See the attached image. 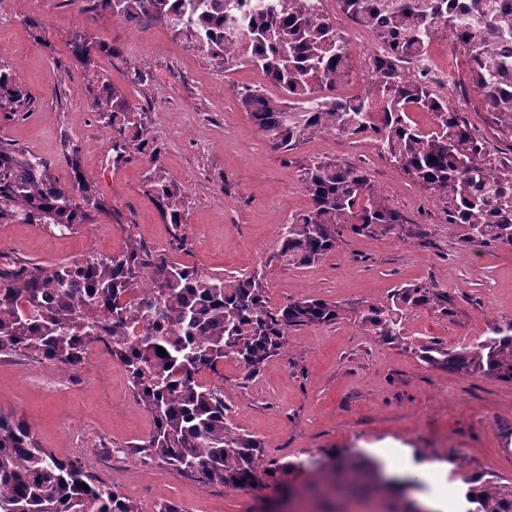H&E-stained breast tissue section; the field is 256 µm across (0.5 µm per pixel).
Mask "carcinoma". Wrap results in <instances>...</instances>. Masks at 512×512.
Instances as JSON below:
<instances>
[{
    "mask_svg": "<svg viewBox=\"0 0 512 512\" xmlns=\"http://www.w3.org/2000/svg\"><path fill=\"white\" fill-rule=\"evenodd\" d=\"M79 12L127 23L157 21L201 56L228 70L249 63L276 86L235 89L257 131L277 150H292L333 134L369 138L410 179L445 199L447 223L465 229L463 242L487 248L512 246V171L487 152L461 113L437 98L427 79L407 80L403 59L439 35L453 39L470 60L474 89L512 135V18L498 15L496 0H338L355 22L393 49L375 60L378 80L365 92L336 95L337 78L350 68L347 39L308 0H285L284 11L259 3L248 13L232 0H71ZM113 53L102 42L76 40L71 55L88 65ZM90 109L112 127V163L139 154L151 169L145 182L165 221L170 245L186 253L184 193L162 174L161 151L144 110L128 102L104 75ZM33 100L15 70L0 63V115L27 111ZM428 112L434 127L423 131L410 118ZM51 163L0 141V224H51L60 233L87 222L100 207L91 181L73 168L69 184L56 181ZM309 205L291 215L279 234L277 262L300 268L336 249L347 230L354 235L390 232L404 223L360 166L336 161L304 168ZM142 292L132 295L134 289ZM401 307L438 308L445 295L414 283L394 294ZM342 304L311 296L276 309L266 297L265 275L253 271L229 279L173 262L131 240L125 249L83 266H40L0 254V354L47 361L69 370L87 347L104 345L121 361L134 394L153 418L141 445L154 461L204 485L243 489L257 473L288 476L298 462L262 465L261 445L231 423L224 387L203 385L233 355L253 377L287 343L292 328L329 325L344 318ZM361 323L374 336L398 340L401 316L368 306ZM167 355L158 353V348ZM430 366L465 377L512 382V319L495 322L490 335L448 349L419 347ZM321 479L367 487L394 486L382 466L361 453L331 457ZM465 498L466 512H512V487L485 481ZM0 512H141L77 460L42 447L26 424L0 412Z\"/></svg>",
    "mask_w": 512,
    "mask_h": 512,
    "instance_id": "1",
    "label": "carcinoma"
}]
</instances>
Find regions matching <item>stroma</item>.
I'll list each match as a JSON object with an SVG mask.
<instances>
[{
	"label": "stroma",
	"mask_w": 512,
	"mask_h": 512,
	"mask_svg": "<svg viewBox=\"0 0 512 512\" xmlns=\"http://www.w3.org/2000/svg\"><path fill=\"white\" fill-rule=\"evenodd\" d=\"M78 37L111 44L114 52L76 65L70 44ZM433 46L456 78L449 104L512 169V139L474 91L467 54L443 37ZM0 62L14 66L34 100L14 119L0 118V139L50 161L60 182L70 183L73 166H80L101 202L71 234L44 224H0V252L52 265L91 250L118 253L134 239L224 277L264 267L272 307L313 294L348 309L335 324L290 330L287 346L252 379H244L231 357L207 376L227 389L232 423L260 442L264 461L298 463L288 477L293 487L316 483L306 469L312 460L348 451L407 475L409 486L385 497L394 512H412L421 497L451 484L468 489L476 477L512 484V383L461 378L414 352L427 342L460 346L486 337L493 322L512 319V247L463 243L461 229L445 220L443 199L365 139L326 134L292 151L273 149L234 94L258 84L257 70L246 63L218 68L162 24L96 18L78 13L69 0H0ZM138 69L145 83H134ZM99 73L145 111L162 148L163 174L185 191L190 253L169 247L171 227L144 182L146 160L113 168L105 151L112 130L89 109ZM75 141L81 151L74 158ZM333 159L364 168L405 222L385 234L343 233L317 263L280 265L272 259L279 230L309 203L303 170ZM412 282L447 294V311L404 312L398 341L364 330L359 311L369 304L393 307L396 291ZM0 410L23 420L56 456L81 461L142 512H159L167 502L183 512H254L272 492L273 480L263 473L254 487L237 491L144 457L140 446L153 419L123 365L101 346L67 371L1 354Z\"/></svg>",
	"instance_id": "obj_1"
}]
</instances>
